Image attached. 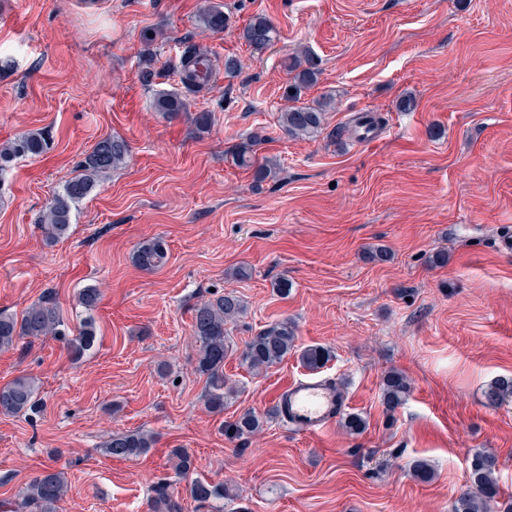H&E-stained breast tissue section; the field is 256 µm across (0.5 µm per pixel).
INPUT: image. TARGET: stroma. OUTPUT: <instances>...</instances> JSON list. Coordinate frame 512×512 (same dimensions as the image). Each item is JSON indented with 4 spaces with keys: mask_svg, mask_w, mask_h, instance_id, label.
I'll return each instance as SVG.
<instances>
[{
    "mask_svg": "<svg viewBox=\"0 0 512 512\" xmlns=\"http://www.w3.org/2000/svg\"><path fill=\"white\" fill-rule=\"evenodd\" d=\"M210 0H0V144L40 130L47 151L0 173V309L21 313L56 294L70 332L86 317L94 347L73 359L63 342L0 350V385L34 377L40 415L0 414V512L20 502L45 467L64 473L58 512H151L153 485L169 482L182 512H205L168 460L195 459L193 475L230 483L224 512H452L469 486L474 451L499 459L504 512L512 501V400L483 392L512 375V0H221L231 24L201 33ZM263 16L275 43L252 51L241 28ZM157 31V65L176 62L190 37L239 57L233 78L193 95L215 122L169 119L155 92L179 85L165 72L140 79L142 36ZM304 49L320 75L302 100L328 96L327 131L372 113L375 136L288 137L278 119L283 59ZM414 101L411 110L400 99ZM261 135L258 157L276 174L254 184L232 154ZM129 145L77 206L69 233L46 242L39 220L98 141ZM163 240L168 260L139 268L137 247ZM390 252L370 260L371 248ZM448 262L432 265L435 252ZM250 266V279L233 271ZM287 278L288 296L272 289ZM100 290L91 311L81 289ZM247 305L230 325L225 374L237 392L217 415L196 370L192 309L212 292ZM294 322L297 352L252 373L246 341ZM331 352L320 376L336 380L342 422L308 434L283 425L273 401L307 377L299 349ZM403 372L411 392L396 410L382 382ZM251 410L263 429L238 440L224 421ZM145 430L146 456L102 453L113 434ZM426 463L430 478L414 466Z\"/></svg>",
    "mask_w": 512,
    "mask_h": 512,
    "instance_id": "stroma-1",
    "label": "stroma"
}]
</instances>
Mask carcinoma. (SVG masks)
I'll list each match as a JSON object with an SVG mask.
<instances>
[{"mask_svg":"<svg viewBox=\"0 0 512 512\" xmlns=\"http://www.w3.org/2000/svg\"><path fill=\"white\" fill-rule=\"evenodd\" d=\"M198 23L202 30L217 35L229 26L230 16L224 12L223 5L216 3L200 13ZM276 36L274 25L264 17L252 19L240 33V38L258 52L269 48ZM156 38L155 33L144 36L145 67L141 71V80L146 85L151 84L155 76L151 45ZM217 62V56L203 45L191 39L181 41L179 59L172 66V75L178 79L183 91L155 94V111L169 118L190 111V96L217 81ZM284 69L289 82L283 92L286 104L280 110V127L295 139L320 136L324 130L325 112L332 103L331 98L325 97L313 106L301 102L303 94L318 83L320 70L316 59L305 51L296 52L285 59ZM258 141L260 137L255 136L241 142L233 160L238 167L251 171L253 181L260 184L275 172L276 164L269 160L259 161L256 155ZM46 147L47 140L42 132H29L8 142L0 148V173L15 158L39 155ZM128 154L127 142L118 136L105 137L96 144L77 166L75 174L64 182L48 204L40 222L45 240L57 241L68 234L73 208L112 170L125 164ZM167 258L165 244L159 239L142 243L134 256L135 263L145 270L163 266ZM244 312V302L233 291L215 294L193 308L192 328L200 343L196 370L206 377L205 400L212 413L224 412V405L234 392L224 376V358L230 350L227 326L236 322ZM47 336L64 342L71 355L80 359L95 345L97 330L94 320L88 318L78 335L67 337L59 303L50 292L31 302L19 317L0 310V349H8L21 339ZM296 340L295 326L282 320L251 337L240 354V362L250 371L269 368L282 362L295 350ZM300 356L303 365L315 371L330 360L331 353L322 346H309L301 351ZM382 388L384 404L394 410L406 399L411 384L403 373L390 371L383 378ZM484 398L489 405L511 400L512 375L500 376L489 383ZM41 409L42 400L34 379L20 376L0 386V413L31 416ZM264 423L265 417L248 410L224 422V436L229 440L240 439L259 432ZM154 444L153 434L133 430L113 435L102 452L113 459L135 460L145 455ZM170 461L173 462L175 472L182 476L188 475L194 468L193 456L185 448L172 449ZM497 465V458L489 452L477 451L472 454L470 483L473 490L465 491L456 498L452 512H488L500 494L494 478ZM66 492L62 472L47 467L28 484L16 512H56V506ZM189 495L202 507L208 508V512H224V501L235 497L226 484L204 479L191 481ZM151 512H181L172 485L159 482L154 486Z\"/></svg>","mask_w":512,"mask_h":512,"instance_id":"cac0c4a2","label":"carcinoma"}]
</instances>
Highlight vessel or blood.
I'll use <instances>...</instances> for the list:
<instances>
[{
	"mask_svg": "<svg viewBox=\"0 0 512 512\" xmlns=\"http://www.w3.org/2000/svg\"><path fill=\"white\" fill-rule=\"evenodd\" d=\"M278 407L295 430L315 433L336 420L344 410V398L335 383L316 378L291 381L280 394Z\"/></svg>",
	"mask_w": 512,
	"mask_h": 512,
	"instance_id": "1",
	"label": "vessel or blood"
}]
</instances>
